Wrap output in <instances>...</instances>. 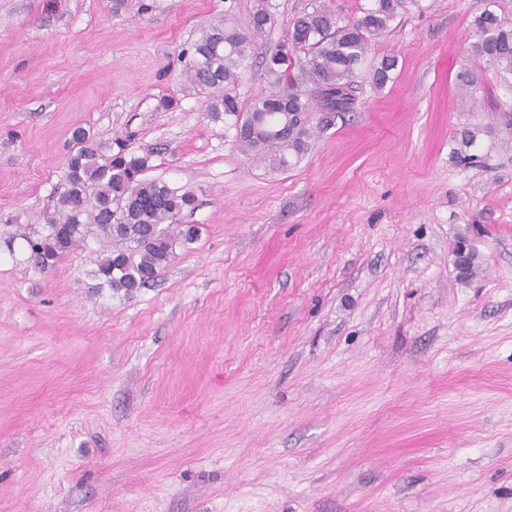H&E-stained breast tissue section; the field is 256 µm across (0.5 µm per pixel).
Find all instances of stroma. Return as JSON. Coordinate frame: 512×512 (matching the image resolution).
Listing matches in <instances>:
<instances>
[{
    "mask_svg": "<svg viewBox=\"0 0 512 512\" xmlns=\"http://www.w3.org/2000/svg\"><path fill=\"white\" fill-rule=\"evenodd\" d=\"M273 2L245 105L293 17L371 4ZM112 3L0 0V512H512V138L452 154L512 111V73L470 48L512 0H408L367 54L392 81L361 70L284 171L185 76L255 0ZM78 127L196 198L198 239L128 297L92 278L98 241L44 273L4 244L52 215ZM481 133H490L487 129L474 126L471 128H465L460 131L458 144L459 148L454 149L453 157L459 165H470L474 162L475 154L469 153L470 148L475 145L478 135Z\"/></svg>",
    "mask_w": 512,
    "mask_h": 512,
    "instance_id": "obj_1",
    "label": "stroma"
}]
</instances>
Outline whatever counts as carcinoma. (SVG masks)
<instances>
[{
  "label": "carcinoma",
  "instance_id": "1",
  "mask_svg": "<svg viewBox=\"0 0 512 512\" xmlns=\"http://www.w3.org/2000/svg\"><path fill=\"white\" fill-rule=\"evenodd\" d=\"M405 7V0H373L354 23L341 25L321 6L291 22L288 38L266 56L271 92L241 106L232 86L239 78L250 39L265 33L275 21L272 0H257L243 23L231 17L208 26L191 47L187 77L190 84L211 96L209 116L235 117L242 151L273 169H286L310 149L315 131L332 125V118L351 111L354 83L370 41L382 36ZM477 40L473 52L512 71V26L486 9L473 23ZM304 54L300 73L292 70L291 53ZM397 59L385 56L370 71L372 84L384 87L392 79ZM334 113L330 118L327 113ZM486 129L460 131L453 157L470 165V148ZM153 153L135 154L121 140L102 142L89 132L73 133V146L45 232L25 236L30 252L38 254L34 267L54 268L74 249L94 238L108 244L96 261L92 276L98 287L128 297L155 280L175 257L176 246L198 238L199 226L178 224L177 217L194 209V195L180 187L145 177ZM475 252L457 249L462 277L472 272Z\"/></svg>",
  "mask_w": 512,
  "mask_h": 512
}]
</instances>
